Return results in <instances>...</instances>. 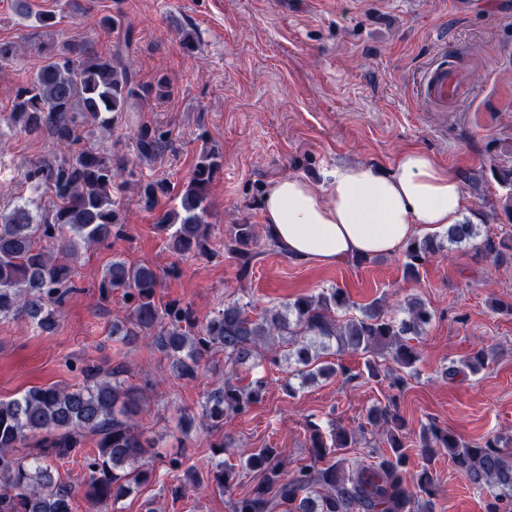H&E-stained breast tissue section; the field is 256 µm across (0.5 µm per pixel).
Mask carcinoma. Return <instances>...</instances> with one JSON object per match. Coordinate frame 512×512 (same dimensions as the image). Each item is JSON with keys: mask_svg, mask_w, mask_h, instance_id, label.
Instances as JSON below:
<instances>
[{"mask_svg": "<svg viewBox=\"0 0 512 512\" xmlns=\"http://www.w3.org/2000/svg\"><path fill=\"white\" fill-rule=\"evenodd\" d=\"M129 43L117 45L112 55L90 52L81 35L62 44L42 48L44 62L15 94L9 119L33 138L51 137L59 154L34 165L24 178L47 195L45 208L35 211L25 201L0 213V318H22L42 331L52 329L68 297L76 290L74 264L80 249L101 246L124 235V224L114 194L130 190L147 209H154L169 194L163 181L123 179L128 162L106 151L79 147L86 128L110 130L128 112L137 111L146 97L165 99L171 86L162 77L149 87L136 80L127 62ZM168 144L167 133L141 125L136 133V156L151 162ZM221 155L213 148L200 151L194 167L157 227L168 234L169 248L181 256L204 252L211 237L207 221L208 190ZM260 240L255 224H235L224 240V250L234 255L238 272L249 273ZM470 244L477 258L502 264L512 260V239L481 234L466 220L451 225L446 241L436 236L413 238L404 249L403 268L414 278L444 244ZM160 275L147 265L114 259L99 283L101 292L122 293L128 314L112 324V334L133 344L141 339L159 352L174 378L193 382L202 374L204 360L224 353L230 376L207 391L201 425L219 430L224 413L245 414L262 401L266 382L257 379L246 387L233 382L241 369H252L260 350L276 342L288 344V377L284 387L295 391L292 380L304 386L320 377L339 375L353 379L351 370L322 360L321 353L337 350L366 358L368 374L384 373L380 360L399 369H414L420 354L410 344L432 318V309L419 296L410 295L397 313L386 300L360 307V314L341 318L353 306L347 291L328 288L302 295L281 306L250 314L240 300L201 320L177 301L160 307L156 291ZM493 357L480 347L444 376L463 370L477 373ZM82 382L70 387H32L20 397L0 399V512H72V487L54 474L52 461L83 451L92 443L97 453L88 457L85 495L97 504L123 498L155 476L145 461L150 441L138 431L144 389L126 384V368L81 369ZM367 424L382 431L387 449L370 462L352 463L344 449L358 442L365 426L336 427L327 436L310 421V463L289 470L283 451L259 448L240 465L224 462L233 447L225 439L215 445L209 481L229 496L231 512H432L438 485L427 464L445 455L453 468L476 490L491 495L490 512H512V440L497 435L482 441H465L432 422L419 431L418 454L426 462L410 473L404 445L407 423L399 412L397 396L373 406ZM34 443L24 456L17 449Z\"/></svg>", "mask_w": 512, "mask_h": 512, "instance_id": "obj_1", "label": "carcinoma"}]
</instances>
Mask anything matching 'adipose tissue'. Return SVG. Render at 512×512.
<instances>
[{"label":"adipose tissue","instance_id":"ef3b65f1","mask_svg":"<svg viewBox=\"0 0 512 512\" xmlns=\"http://www.w3.org/2000/svg\"><path fill=\"white\" fill-rule=\"evenodd\" d=\"M466 208L458 176L416 148L389 172L357 164L318 185L289 177L261 201L266 233L289 257L326 264L397 253L422 231L462 222Z\"/></svg>","mask_w":512,"mask_h":512}]
</instances>
